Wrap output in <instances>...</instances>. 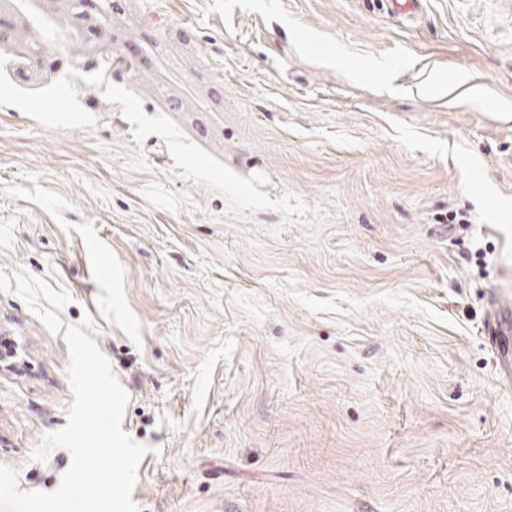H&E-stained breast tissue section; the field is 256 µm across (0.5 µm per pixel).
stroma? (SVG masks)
I'll return each mask as SVG.
<instances>
[{"label": "stroma", "mask_w": 512, "mask_h": 512, "mask_svg": "<svg viewBox=\"0 0 512 512\" xmlns=\"http://www.w3.org/2000/svg\"><path fill=\"white\" fill-rule=\"evenodd\" d=\"M174 33L197 97L186 135L242 176L319 206L227 216L136 144L101 90L94 129L0 107V465L57 489L67 325L129 395L152 451L141 512H512V389L480 327L512 292V0H127ZM142 151L146 169L127 168ZM466 214L450 228L448 218Z\"/></svg>", "instance_id": "stroma-1"}]
</instances>
